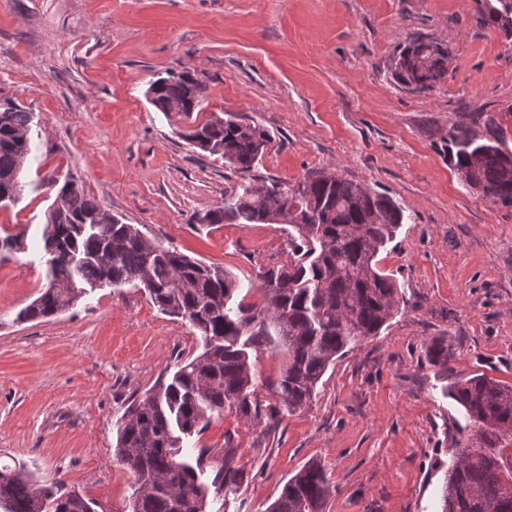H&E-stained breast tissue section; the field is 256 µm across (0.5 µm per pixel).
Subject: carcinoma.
I'll list each match as a JSON object with an SVG mask.
<instances>
[{
    "label": "carcinoma",
    "mask_w": 512,
    "mask_h": 512,
    "mask_svg": "<svg viewBox=\"0 0 512 512\" xmlns=\"http://www.w3.org/2000/svg\"><path fill=\"white\" fill-rule=\"evenodd\" d=\"M478 19L512 37V15L501 0H477ZM393 78L418 93L448 78V46L424 36L396 55ZM206 86L188 70L152 81V105L172 120L190 122L181 132L193 148L221 159L240 173L252 170L271 137L254 122L238 119L218 127L200 117ZM34 112L0 102V207L16 203L24 190L20 176L31 153ZM448 156L457 172L473 173L492 202L512 203V152L498 136L483 142L464 128L448 132ZM224 189V202L197 216L199 224L288 225V263L259 273L263 301L237 299L235 275L146 237L133 224L116 220L96 225L102 206L79 187L64 182L57 190L62 208L47 213L42 235L48 282L17 319L51 318L71 307L87 289L142 285L158 309L188 321L199 331L202 352L180 360L172 375L155 385L123 413L112 462L133 478L129 512H205L209 492L236 493L243 472L234 449L211 480L200 481L207 450L195 462L184 456L183 440L200 433L215 413L233 410L248 420L307 407L329 366L364 337L379 335L400 309L396 279L378 268V255L404 224L403 210L384 193L340 176L324 181L314 174L293 184ZM0 249H25L24 233L7 234ZM283 354L274 384L277 404L253 397L257 378L252 353ZM451 397L478 425L476 434L455 442L442 494L441 512H512V461L501 444L512 437V386L482 374L457 381ZM330 494L322 465L310 460L283 486L267 512H325ZM3 512H95L93 502L59 481L33 487L29 476L0 460Z\"/></svg>",
    "instance_id": "1"
}]
</instances>
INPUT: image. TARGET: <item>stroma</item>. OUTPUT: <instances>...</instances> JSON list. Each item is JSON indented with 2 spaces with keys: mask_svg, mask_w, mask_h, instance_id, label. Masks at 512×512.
Returning <instances> with one entry per match:
<instances>
[{
  "mask_svg": "<svg viewBox=\"0 0 512 512\" xmlns=\"http://www.w3.org/2000/svg\"><path fill=\"white\" fill-rule=\"evenodd\" d=\"M419 35L449 50L447 80L427 93L392 77ZM186 68L207 85L206 112L269 131L250 172L191 148L150 103V81ZM6 96L33 110L36 149L21 200L0 208V237L20 232L27 245L0 254L1 459L77 488L98 512H126L132 479L112 461L119 419L202 350L196 329L131 285L18 321L46 285L52 181L232 272L257 302L258 272L288 260L287 225L194 215L241 182L333 170L403 209L378 266L404 306L275 432L227 411L186 447L207 449L213 467L225 442L236 449L243 483L210 512H266L312 459L329 479L325 512H439L454 442L472 431L449 385L476 374L512 385V204L484 199L448 161L455 127L512 148V38L478 21L475 0H0ZM434 343L451 346L447 367L429 363Z\"/></svg>",
  "mask_w": 512,
  "mask_h": 512,
  "instance_id": "stroma-1",
  "label": "stroma"
}]
</instances>
